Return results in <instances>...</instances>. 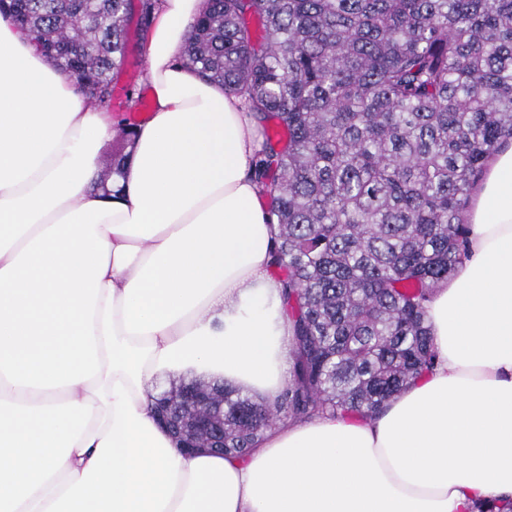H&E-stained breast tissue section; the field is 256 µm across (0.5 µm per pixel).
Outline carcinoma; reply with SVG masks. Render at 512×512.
<instances>
[{
  "mask_svg": "<svg viewBox=\"0 0 512 512\" xmlns=\"http://www.w3.org/2000/svg\"><path fill=\"white\" fill-rule=\"evenodd\" d=\"M140 2L145 33L156 3ZM0 11L88 105H112L133 0ZM180 60L265 124L293 325L274 403L224 387V452L280 421L379 412L433 363L423 303L465 257L470 192L512 138V0H204Z\"/></svg>",
  "mask_w": 512,
  "mask_h": 512,
  "instance_id": "obj_1",
  "label": "carcinoma"
}]
</instances>
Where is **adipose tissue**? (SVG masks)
Segmentation results:
<instances>
[{"instance_id": "adipose-tissue-1", "label": "adipose tissue", "mask_w": 512, "mask_h": 512, "mask_svg": "<svg viewBox=\"0 0 512 512\" xmlns=\"http://www.w3.org/2000/svg\"><path fill=\"white\" fill-rule=\"evenodd\" d=\"M202 0H160L154 108L111 191V116L0 14V512H478L512 499V140L466 255L425 302L436 360L376 415L288 420L243 457L155 415L200 376L275 401L292 327L253 113L178 57Z\"/></svg>"}]
</instances>
